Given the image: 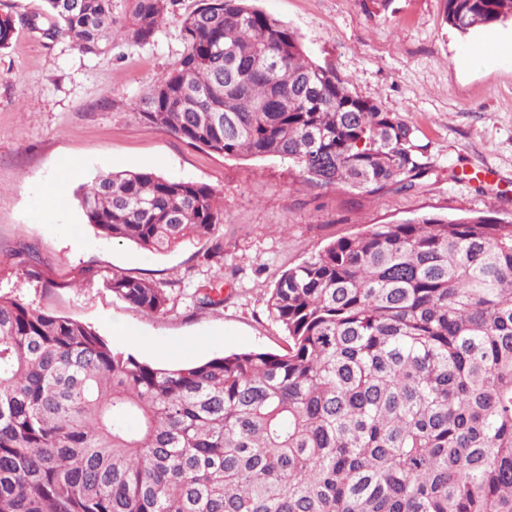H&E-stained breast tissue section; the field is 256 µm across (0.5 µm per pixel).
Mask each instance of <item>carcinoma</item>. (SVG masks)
Wrapping results in <instances>:
<instances>
[{"label": "carcinoma", "mask_w": 512, "mask_h": 512, "mask_svg": "<svg viewBox=\"0 0 512 512\" xmlns=\"http://www.w3.org/2000/svg\"><path fill=\"white\" fill-rule=\"evenodd\" d=\"M96 56L149 43L169 0H44ZM461 33L512 0H443ZM36 18L0 11V49ZM136 107L196 147L281 156L317 188L420 186L426 146L250 0H199ZM87 224L153 254L211 236L217 192L149 171L80 187ZM40 278L36 248L16 251ZM104 284L152 314L155 283ZM283 354L155 367L91 326L0 296V512H512V224L424 214L342 237L267 301Z\"/></svg>", "instance_id": "carcinoma-1"}]
</instances>
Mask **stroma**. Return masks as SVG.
<instances>
[{
    "instance_id": "35a3bbf8",
    "label": "stroma",
    "mask_w": 512,
    "mask_h": 512,
    "mask_svg": "<svg viewBox=\"0 0 512 512\" xmlns=\"http://www.w3.org/2000/svg\"><path fill=\"white\" fill-rule=\"evenodd\" d=\"M294 31L306 54L332 67L349 90L419 131L428 170L419 189L369 194L307 185L278 156L227 157L194 147L149 122L133 104L181 58V22L198 0H170L146 45L90 56L64 38L19 26L0 51V295L74 317L109 343L162 368L253 349L287 347L267 312L282 274L366 224L422 214L485 215L512 222V22L462 34L442 0H254ZM494 37L490 61H470L472 43ZM79 173H72V164ZM150 171L219 193L224 223L211 237L152 255L102 237L75 193L107 172ZM66 180V207L44 204ZM34 245L48 268L29 278L14 247ZM96 272L93 279L82 269ZM115 274L152 281L171 312H142L103 284ZM222 285L224 302L203 308L196 289Z\"/></svg>"
}]
</instances>
